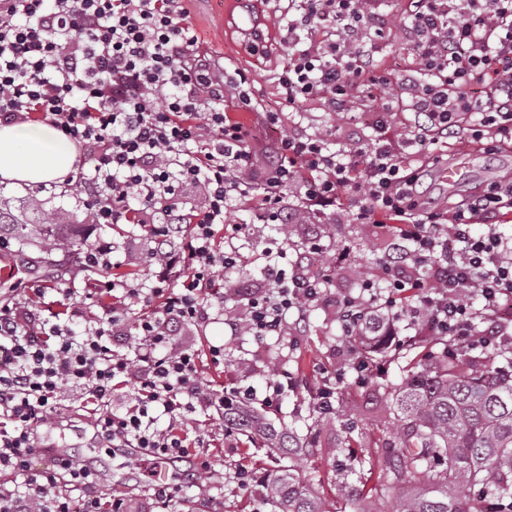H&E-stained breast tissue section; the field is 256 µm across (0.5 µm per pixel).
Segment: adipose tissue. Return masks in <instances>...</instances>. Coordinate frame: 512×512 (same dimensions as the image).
I'll use <instances>...</instances> for the list:
<instances>
[{
  "mask_svg": "<svg viewBox=\"0 0 512 512\" xmlns=\"http://www.w3.org/2000/svg\"><path fill=\"white\" fill-rule=\"evenodd\" d=\"M78 158L75 146L45 123L0 126V178L49 183L68 175Z\"/></svg>",
  "mask_w": 512,
  "mask_h": 512,
  "instance_id": "obj_1",
  "label": "adipose tissue"
}]
</instances>
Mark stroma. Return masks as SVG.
I'll list each match as a JSON object with an SVG mask.
<instances>
[{"mask_svg": "<svg viewBox=\"0 0 512 512\" xmlns=\"http://www.w3.org/2000/svg\"><path fill=\"white\" fill-rule=\"evenodd\" d=\"M188 21L195 31L198 54L210 59L217 67L243 72L250 80L254 97L261 109L281 111L283 128H291L293 121H302L308 133L333 137L346 128L359 127L370 112L383 102L378 90H359L351 98L347 109L338 113L319 99L303 103L299 112L288 111L283 100L279 77L288 64V33L278 0H256L253 16L259 19L265 34V45L260 54H251L241 31L238 17H226L224 0H188ZM405 0H386L383 10L393 25L385 38L373 41L374 56L389 78L411 74L419 68L415 55L399 44V23L404 20ZM448 159L460 172L457 183L448 185L432 181L427 194L434 205L447 209L452 203L478 194L486 184L512 176V157L489 156L470 145L466 138L449 140ZM85 196L79 190L63 183L39 185H8L0 183V204L12 210L21 207L36 208L48 213L57 223L66 227L72 244L81 242H111L115 245L113 260L122 271L143 272L147 268L149 240L138 227L128 226L117 232L107 224H91L85 219ZM232 219L249 227L248 239L252 246L245 255L248 264L245 275L256 277L261 272L265 248H284L288 261L298 257V245L304 237L302 229H295L290 237H283L278 225L254 222L252 215L235 209ZM316 223L332 225L333 231L323 238L324 253L314 258V268L336 265V276L323 300L303 314H291L285 333L256 340L247 335H232L228 319L243 317L245 308L234 294L224 299V320H216L206 327L185 326L175 331V348H192L206 353L209 346H223L224 368L217 371L206 368L203 377L215 387L236 382L251 387L257 396L266 394V374L277 369L288 372L293 385L279 397L266 414L268 422L289 427L308 436L312 450L308 457L290 458L272 453L262 442L248 444L245 451L232 448L224 438V426L219 419L198 412L187 424L190 436L207 440L204 453L210 461V472L203 485L179 489L171 506L172 512H269L262 507V479L291 468L304 484L314 486L326 512H351L352 506L341 495L347 438L361 445H378L379 450L367 457L364 472L373 480L386 481L392 457L384 448L391 435L382 424L386 415V401L382 397L387 386L400 384L407 361L398 357V349L386 345L378 352H369L366 345L344 336L339 322L337 302L355 296L363 281L381 277V260L386 252V240L371 224L353 222L340 209L325 208L315 218ZM349 249L345 263H337L336 255ZM70 255L55 253L54 265H47L43 240L31 234L22 249L0 251V270L10 271V278H0V298L15 295L17 283H28L48 278L51 267H64ZM372 362L379 371L371 378H363L362 363ZM338 379L334 406L335 413L321 414L317 407L316 391L322 372ZM64 418L51 423L50 428L60 444L74 447L80 444L87 428V414L71 390H62L58 400ZM86 456L99 460L97 483L105 495H123L129 512H149L150 499L145 490L151 473H139L130 461L112 457L108 448L96 444L85 448ZM248 455L254 475L248 484H240L235 471L241 455Z\"/></svg>", "mask_w": 512, "mask_h": 512, "instance_id": "obj_1", "label": "stroma"}]
</instances>
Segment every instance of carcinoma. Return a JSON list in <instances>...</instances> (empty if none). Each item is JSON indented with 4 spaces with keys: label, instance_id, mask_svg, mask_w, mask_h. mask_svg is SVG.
Listing matches in <instances>:
<instances>
[{
    "label": "carcinoma",
    "instance_id": "cac0c4a2",
    "mask_svg": "<svg viewBox=\"0 0 512 512\" xmlns=\"http://www.w3.org/2000/svg\"><path fill=\"white\" fill-rule=\"evenodd\" d=\"M25 226L0 208V236L20 239ZM38 228L47 254L69 248L55 225ZM391 399L392 480L371 492L401 487L394 512H488L490 503L496 512H512V350L499 366L417 354ZM224 427L292 457L309 453L297 435L248 407L224 406ZM263 500L272 512H325L290 469L263 480Z\"/></svg>",
    "mask_w": 512,
    "mask_h": 512
}]
</instances>
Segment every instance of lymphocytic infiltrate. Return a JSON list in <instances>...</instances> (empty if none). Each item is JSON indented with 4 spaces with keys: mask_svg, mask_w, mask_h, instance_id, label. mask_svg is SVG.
<instances>
[{
    "mask_svg": "<svg viewBox=\"0 0 512 512\" xmlns=\"http://www.w3.org/2000/svg\"><path fill=\"white\" fill-rule=\"evenodd\" d=\"M384 0H280L296 42L279 81L289 107L322 99L343 110L362 87H388L363 32L383 37ZM184 0H0V124L42 120L60 130L93 162L75 184L97 224H136L154 244L151 288L117 272L112 246L81 249L84 299L97 307L85 335L68 311L41 314L28 300H0V512H71L60 481L83 492V512H102L92 467L75 455L55 469L31 472L40 426L57 413L63 387L74 388L95 420L96 437L119 453L188 462L181 477L197 484L210 463L201 438L184 430L202 410L223 415L229 400L253 403L251 389H211L203 365L224 363V349L207 356L170 345L175 324L200 325L224 313L222 272L245 263L238 244L247 225L222 234L228 213L246 206L260 221L281 223L295 192L308 206L350 203L361 224L387 234L381 265L387 296L344 299L348 336L364 343L392 335L414 317L422 336L447 338L485 352L498 349L497 321L512 310V235L493 227L512 209V182L459 202L447 217L422 211L421 175L439 163L420 147L464 133L494 154L512 145V0H410L402 43L420 59L422 77L397 86L413 117L392 128L377 114L370 139L347 136L349 149L289 129L259 158L253 130L233 112L256 108L240 73L216 75L194 51ZM198 187L203 205L188 211L184 192ZM488 224L487 232L473 230ZM285 250H264L263 275L245 289L244 320L233 330L278 332L291 310H303L331 284L330 272L285 267ZM475 289L473 307L465 296ZM137 313L141 341L134 357L114 343ZM486 322L475 331V321ZM134 389L126 412L112 410L115 393ZM169 419L155 426L156 414Z\"/></svg>",
    "mask_w": 512,
    "mask_h": 512,
    "instance_id": "lymphocytic-infiltrate-1",
    "label": "lymphocytic infiltrate"
}]
</instances>
